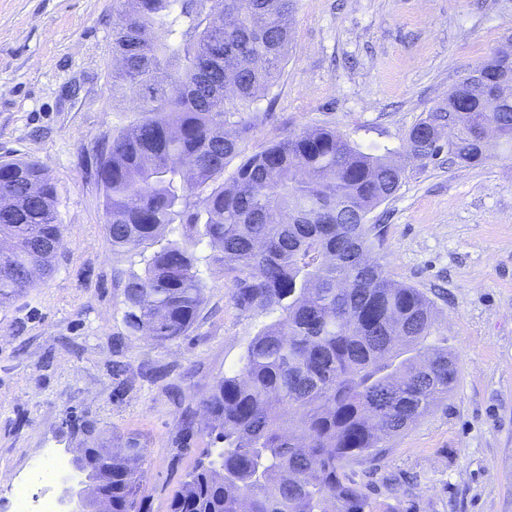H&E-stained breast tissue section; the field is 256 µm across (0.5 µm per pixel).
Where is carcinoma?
Segmentation results:
<instances>
[{
    "mask_svg": "<svg viewBox=\"0 0 512 512\" xmlns=\"http://www.w3.org/2000/svg\"><path fill=\"white\" fill-rule=\"evenodd\" d=\"M112 111L137 117L112 134L97 176L112 250L148 245L122 288L131 335L163 345L188 335L206 283L197 249L232 277L246 312L275 315L239 367L200 404L212 448L168 512H402L371 498L351 467L385 453L448 398L458 375L437 307L367 259L380 240L371 211L401 186L404 166L335 130L288 132L224 172L252 131L247 110L267 101L288 58L296 0H116ZM462 112L437 105L406 138L404 160L424 164L456 127L448 162L473 166L512 149V98L463 89ZM57 191L44 166L0 161V304L48 275L63 246ZM180 225V240L161 241ZM73 459L85 484L112 487V512H139L146 449H118L94 428Z\"/></svg>",
    "mask_w": 512,
    "mask_h": 512,
    "instance_id": "1",
    "label": "carcinoma"
}]
</instances>
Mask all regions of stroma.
I'll return each instance as SVG.
<instances>
[{
    "mask_svg": "<svg viewBox=\"0 0 512 512\" xmlns=\"http://www.w3.org/2000/svg\"><path fill=\"white\" fill-rule=\"evenodd\" d=\"M113 0H0V161L37 160L56 186L63 247L53 275L0 305V472L72 458L73 424L147 448L140 512H167L209 446L187 412L268 318L240 310L233 283L198 252L206 282L188 336L163 346L127 332L122 288L140 271L105 232L97 160L131 113L112 109ZM287 63L258 102L251 155L287 130L324 126L396 156L449 90L512 45V0H297ZM389 278L432 299L459 362L440 405L389 442L378 502L406 512H512V153L479 166L440 154L407 167L368 217ZM164 367L160 378L145 365Z\"/></svg>",
    "mask_w": 512,
    "mask_h": 512,
    "instance_id": "obj_1",
    "label": "stroma"
}]
</instances>
